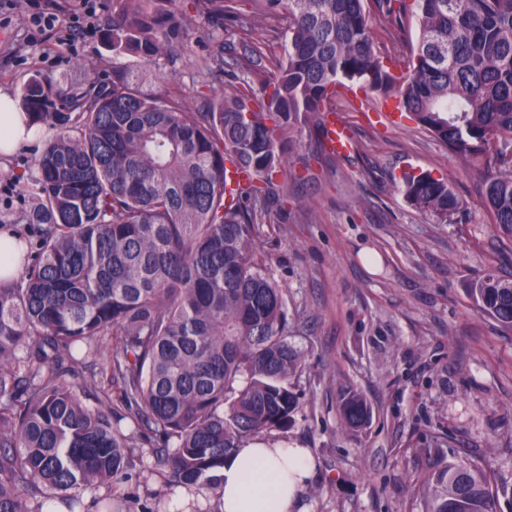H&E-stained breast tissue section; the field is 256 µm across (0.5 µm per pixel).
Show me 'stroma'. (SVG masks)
Returning <instances> with one entry per match:
<instances>
[{
	"label": "stroma",
	"mask_w": 512,
	"mask_h": 512,
	"mask_svg": "<svg viewBox=\"0 0 512 512\" xmlns=\"http://www.w3.org/2000/svg\"><path fill=\"white\" fill-rule=\"evenodd\" d=\"M96 3L91 15L84 0H0V89L20 95L35 73L55 87L105 88L121 64L144 90L181 94L195 111L224 91L204 84L200 60L219 44L228 58L245 50L239 37H213L198 12L190 53L164 71L118 59L102 37L112 0ZM39 10L62 27L36 29L30 16ZM372 31L381 52L397 58L418 37L411 18L377 16ZM397 105L394 96L344 95L336 111L351 151L312 162L302 180L281 170L275 182L287 215L263 225L256 243L283 289L288 340L303 357L293 425L258 438L309 449L302 512H423L427 448L484 462L491 480L512 489V329L481 313L466 292L489 269L512 280V238L483 204L485 165L464 162L409 119L390 123ZM46 140L37 135L0 158V219L31 206V186L10 175L33 170ZM410 168L448 178L461 203L451 223H434L404 200L397 180ZM352 393L371 408L356 431L342 419ZM134 443L135 466L115 491L165 512L177 488L149 442Z\"/></svg>",
	"instance_id": "1"
}]
</instances>
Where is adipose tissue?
Wrapping results in <instances>:
<instances>
[{"instance_id":"ef3b65f1","label":"adipose tissue","mask_w":512,"mask_h":512,"mask_svg":"<svg viewBox=\"0 0 512 512\" xmlns=\"http://www.w3.org/2000/svg\"><path fill=\"white\" fill-rule=\"evenodd\" d=\"M27 140L15 100L0 92V153ZM308 458L304 448L244 444L224 462L223 512H295L299 490L310 476Z\"/></svg>"}]
</instances>
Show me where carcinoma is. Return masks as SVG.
Masks as SVG:
<instances>
[{
    "label": "carcinoma",
    "mask_w": 512,
    "mask_h": 512,
    "mask_svg": "<svg viewBox=\"0 0 512 512\" xmlns=\"http://www.w3.org/2000/svg\"><path fill=\"white\" fill-rule=\"evenodd\" d=\"M247 36L238 0H112L104 32L113 56L162 69L189 50L191 10ZM283 22V54L260 43L230 60L204 59L211 85L236 84L200 111L170 92L147 94L112 68L104 89L23 86L27 128L58 130L36 160L34 204L17 223L0 278V512H57L85 491L111 488L134 466L133 434L168 481L220 492L224 459L264 430L288 431L302 363L288 343L282 289L255 259L260 226L281 219L274 178L288 132L306 126L329 144L336 98L357 88L399 98L401 110L464 160L494 165L481 194L492 223L512 238V0H374L387 18L416 19L404 71L384 63L368 0H256ZM267 61L254 80L257 62ZM259 88H254V85ZM399 191L446 224L459 209L448 180L407 170ZM488 273L469 296L512 327V288ZM107 353V368L94 371ZM83 373L77 388L67 375ZM88 394L96 402L82 401ZM352 428L370 408L343 403ZM424 512H499L506 487L481 463L458 465L424 448Z\"/></svg>",
    "instance_id": "1"
}]
</instances>
